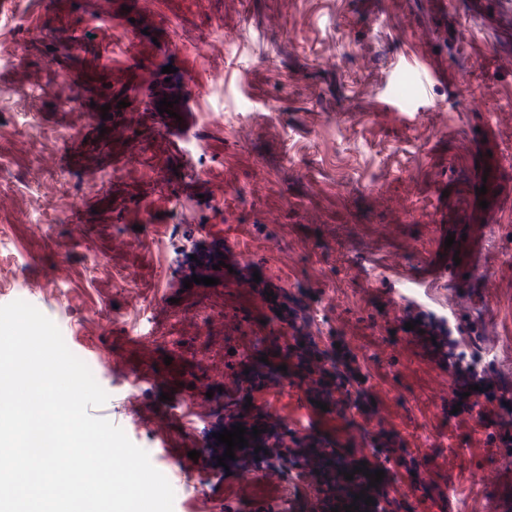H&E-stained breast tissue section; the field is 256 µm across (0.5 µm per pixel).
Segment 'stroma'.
I'll return each mask as SVG.
<instances>
[{"mask_svg": "<svg viewBox=\"0 0 512 512\" xmlns=\"http://www.w3.org/2000/svg\"><path fill=\"white\" fill-rule=\"evenodd\" d=\"M151 62L150 91L184 92L209 75L180 128L157 141L145 104L109 67ZM106 71L110 126L58 99L57 84L90 62ZM173 74H163V67ZM80 157L66 160L71 141ZM512 0H0V260L19 277L51 284L25 300L55 323L67 347L101 338L122 348L147 337L156 362L182 355L194 400L164 399V375L92 367L108 399L92 416L122 428L166 475L173 512H328L307 469L261 461L247 475L216 458L190 459L229 414L273 404L266 426L288 439L328 427L300 386L270 378L226 393L210 364L232 363L259 328L224 320L223 289L206 306L175 282L195 260L223 251L280 289V313L318 320L310 352L345 350L350 370L330 380L335 424L352 456L389 460L387 512H512L490 483L512 486L496 448L503 410L482 422L449 416L453 374L494 370L512 389ZM500 192L479 194L486 171ZM454 236L485 269L453 283L424 257ZM447 346L425 353L395 340L400 321ZM469 439L447 456L444 437ZM428 470L418 496L413 469ZM494 470L487 479L486 470Z\"/></svg>", "mask_w": 512, "mask_h": 512, "instance_id": "35a3bbf8", "label": "stroma"}]
</instances>
